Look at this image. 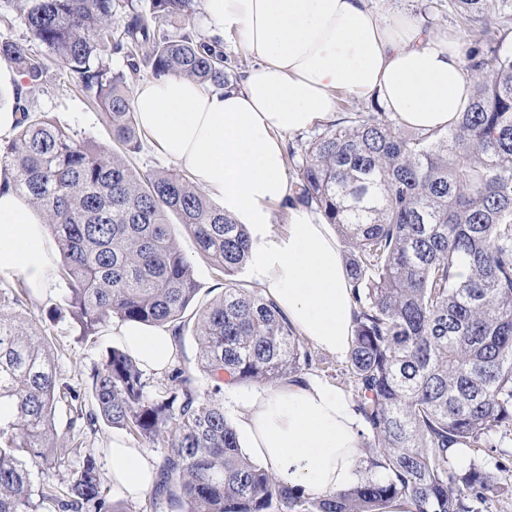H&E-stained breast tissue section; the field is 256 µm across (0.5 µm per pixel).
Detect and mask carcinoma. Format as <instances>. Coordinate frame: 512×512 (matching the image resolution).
<instances>
[{
  "label": "carcinoma",
  "instance_id": "carcinoma-1",
  "mask_svg": "<svg viewBox=\"0 0 512 512\" xmlns=\"http://www.w3.org/2000/svg\"><path fill=\"white\" fill-rule=\"evenodd\" d=\"M467 19L512 21V0H451ZM0 23L19 21L47 54L0 39V58L32 87L50 59L105 109L112 150L78 136L21 98L0 169L45 220L65 285L49 315L86 342L114 321L169 327L182 341L198 288L169 216L224 278L197 310L196 368L146 373L111 348L93 368L91 405L57 371L47 329L26 310L23 282L0 288V512H123L96 454L78 436L99 421L148 446L166 444L150 497L156 512H475L471 502L512 492L501 462L462 448H496L512 434V54L503 39L463 49L472 95L446 130L420 132L391 112H358L312 136L292 204L318 211L347 247L354 303L348 363L368 448L366 476L346 491L307 497L241 448L224 414V383L275 386L313 365L277 306L243 287L251 234L188 173L141 171V140L124 73L179 75L222 89L224 50L192 30L195 0H4ZM127 22L112 36V15ZM177 24L173 36L165 25ZM74 402L67 431L57 402ZM82 457L77 467L69 456Z\"/></svg>",
  "mask_w": 512,
  "mask_h": 512
}]
</instances>
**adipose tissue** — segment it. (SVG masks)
Returning <instances> with one entry per match:
<instances>
[{
  "instance_id": "adipose-tissue-1",
  "label": "adipose tissue",
  "mask_w": 512,
  "mask_h": 512,
  "mask_svg": "<svg viewBox=\"0 0 512 512\" xmlns=\"http://www.w3.org/2000/svg\"><path fill=\"white\" fill-rule=\"evenodd\" d=\"M203 8L208 26L238 34L256 65L222 89L179 76L142 82L133 95L138 126L226 213L260 227L252 255L265 296L314 348L346 355L354 305L333 226L297 207L286 236L262 232L288 194L283 137L331 119L340 91L378 95L404 126L447 128L471 92L461 39L424 30L405 12L381 20L366 0H203ZM55 272L43 216L1 189L0 274L19 275L44 301ZM112 333L158 374L176 354L168 331L116 322ZM363 430L354 404L320 379L264 388L241 402L238 431L249 455L285 485L317 495L360 481ZM110 470L118 501L139 498L155 479L153 464L122 434L112 440Z\"/></svg>"
}]
</instances>
